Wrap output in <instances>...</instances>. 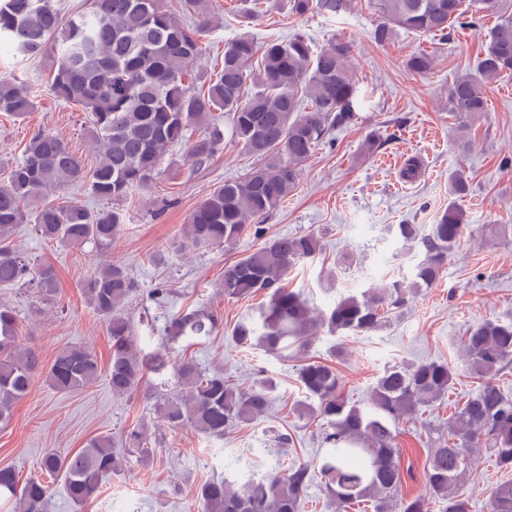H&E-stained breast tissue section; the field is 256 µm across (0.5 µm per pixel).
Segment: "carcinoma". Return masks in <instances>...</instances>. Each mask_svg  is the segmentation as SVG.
<instances>
[{
    "label": "carcinoma",
    "instance_id": "cac0c4a2",
    "mask_svg": "<svg viewBox=\"0 0 512 512\" xmlns=\"http://www.w3.org/2000/svg\"><path fill=\"white\" fill-rule=\"evenodd\" d=\"M351 2L287 0L291 12L300 16L314 11L338 15ZM370 3L380 18L373 38L381 46L400 29L443 40L456 27L475 26L480 13L495 18L476 68L457 74L448 87V112L460 126L480 122L488 111L489 84L512 75V0ZM185 11L188 20L165 9L162 0H87L84 10L66 19L54 0H0V41L23 56L51 55L52 91L87 112L96 152L87 168L63 138L46 130L32 134L23 159L0 184V287L33 285L44 301H54L59 293L54 267L22 256L11 243L13 229L32 224L41 238L72 247L110 244L124 224L117 204L152 181L170 147L185 145L187 162L198 166L222 152L219 112L227 117L234 140L260 164L209 192L170 247L231 249L245 236L260 241L224 266V297L239 300L263 293L268 298L233 326L235 344L284 357L291 348L306 347L324 328L358 335L377 330L392 311L406 305L408 288L429 287L439 278L464 235L461 209L450 203L426 234L415 224L395 227L404 243L422 248L411 284H381L359 297L311 310L300 294L286 288L285 278L293 266L322 253V237L307 233L267 239L262 221L285 203L302 164L330 132L355 121L360 97L346 67L352 44L335 38L317 51L300 33L263 44L242 33L224 47L219 69L195 75L193 66L205 52L203 38L213 27L212 0H185ZM406 66L427 73L433 56L418 52ZM195 81L202 83L199 92ZM34 109L30 92L1 74L0 112L22 116ZM78 183L88 185L103 207L46 201ZM82 291L94 313L108 322L110 360L104 369L85 348H60L47 374L53 389L78 391L103 375L113 395L141 393L150 400L155 394L145 388L148 375L170 369L178 390L157 400L161 418L173 429L187 426L211 437L269 410L276 388L270 378L242 388L221 374L204 373L191 357L142 352L135 326L122 312L134 292L125 264L98 266L84 278ZM221 329L219 317L206 309L182 313L171 322L173 337L188 342L209 339ZM460 345L469 373L480 384L455 412L451 437L432 444L424 471L434 497L448 501L445 512H466L455 488L480 442L489 445L500 468L512 469V397L497 383L512 366V319L473 324ZM37 368L35 353L20 347L14 310L0 305L1 425L9 423L27 395ZM297 376L306 398L316 405L293 411L322 421L321 439L328 452L319 473L338 507L364 503L372 512H431L421 497L397 498L402 487L397 429L404 418L448 395L452 366L439 361L393 365L378 377L364 402L344 395L340 374L329 363L307 362ZM123 442L148 453L141 428L128 429ZM121 465L112 438L101 436L64 457L46 453L41 470L63 475L70 499L84 505L98 497ZM311 479L310 469L302 465L243 483L226 477L201 486L196 500L200 512H302ZM49 492L50 485L41 479L21 485L12 469L0 468V499L13 502L14 512H43ZM489 512H512L511 481L492 487Z\"/></svg>",
    "mask_w": 512,
    "mask_h": 512
}]
</instances>
